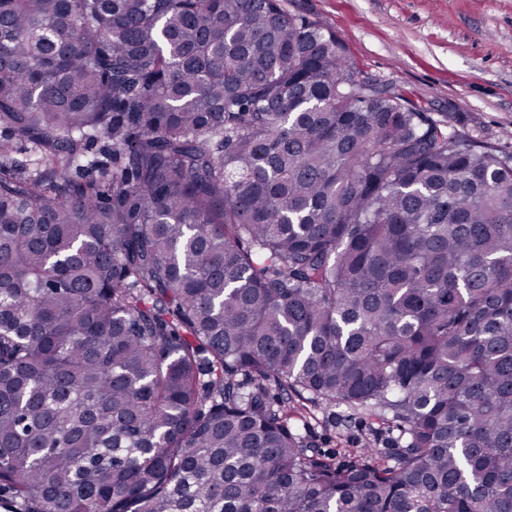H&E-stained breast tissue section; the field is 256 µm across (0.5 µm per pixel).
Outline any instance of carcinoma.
<instances>
[{
  "mask_svg": "<svg viewBox=\"0 0 512 512\" xmlns=\"http://www.w3.org/2000/svg\"><path fill=\"white\" fill-rule=\"evenodd\" d=\"M0 127V509L512 512V156L280 0H0ZM304 405L309 416L308 434L322 451L347 460L352 451L372 448L387 455L394 451L392 439L397 432H391L375 415L344 407L324 408L311 402H304Z\"/></svg>",
  "mask_w": 512,
  "mask_h": 512,
  "instance_id": "1",
  "label": "carcinoma"
}]
</instances>
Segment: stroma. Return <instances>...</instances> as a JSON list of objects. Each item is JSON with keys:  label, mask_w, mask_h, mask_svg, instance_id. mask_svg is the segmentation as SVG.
<instances>
[{"label": "stroma", "mask_w": 512, "mask_h": 512, "mask_svg": "<svg viewBox=\"0 0 512 512\" xmlns=\"http://www.w3.org/2000/svg\"><path fill=\"white\" fill-rule=\"evenodd\" d=\"M344 43L359 70L419 109L445 112L497 153L512 154V0H283ZM322 451L393 450L373 415L307 404Z\"/></svg>", "instance_id": "1"}]
</instances>
